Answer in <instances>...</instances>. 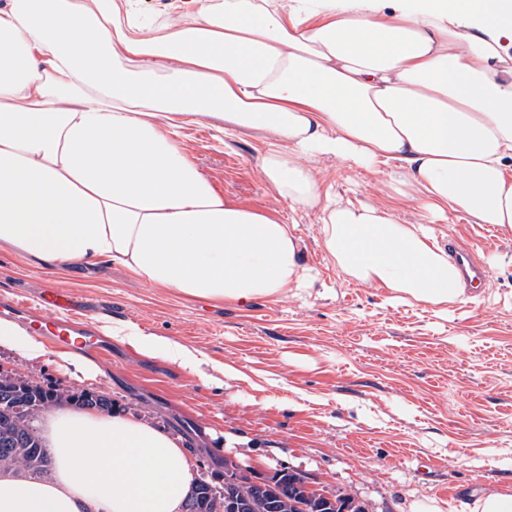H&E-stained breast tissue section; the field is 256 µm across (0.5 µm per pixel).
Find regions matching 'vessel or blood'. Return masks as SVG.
<instances>
[{"label":"vessel or blood","mask_w":512,"mask_h":512,"mask_svg":"<svg viewBox=\"0 0 512 512\" xmlns=\"http://www.w3.org/2000/svg\"><path fill=\"white\" fill-rule=\"evenodd\" d=\"M453 254L466 282L483 280V267L471 251L457 247ZM93 313L92 305L77 293L49 287L44 289L41 300L28 311L26 321L36 335L50 337L58 345H70L75 336L91 344L96 336Z\"/></svg>","instance_id":"vessel-or-blood-1"}]
</instances>
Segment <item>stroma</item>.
<instances>
[{
  "label": "stroma",
  "mask_w": 512,
  "mask_h": 512,
  "mask_svg": "<svg viewBox=\"0 0 512 512\" xmlns=\"http://www.w3.org/2000/svg\"><path fill=\"white\" fill-rule=\"evenodd\" d=\"M264 132L184 125L178 139L226 199L278 208L315 278L301 295L213 305L150 287L118 266L49 273L0 249V299L35 301L47 286L77 291L94 324L133 323L236 368L206 382L102 337L86 353L102 368L94 391L182 437L197 467L225 461L268 475L287 466L366 512H412L430 501L460 512L474 495H512V229L448 211L433 224L439 246L456 236L487 270L485 288L440 309L394 300L335 265L317 211L274 205L262 172ZM309 167L336 198L422 220L419 203L393 198L403 170L374 174L333 157ZM0 365L44 384L72 385L62 361L30 363L0 348Z\"/></svg>",
  "instance_id": "obj_1"
}]
</instances>
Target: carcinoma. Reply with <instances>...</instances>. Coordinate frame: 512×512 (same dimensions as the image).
Returning <instances> with one entry per match:
<instances>
[{
  "label": "carcinoma",
  "mask_w": 512,
  "mask_h": 512,
  "mask_svg": "<svg viewBox=\"0 0 512 512\" xmlns=\"http://www.w3.org/2000/svg\"><path fill=\"white\" fill-rule=\"evenodd\" d=\"M63 404L112 410V399L102 392L60 385L44 386L15 371H0V473H23L33 479L50 475L52 456L36 422L43 412ZM224 472L234 477L225 489L233 508L227 512H365L350 495L335 500L308 489L303 476L293 470H275L260 488L224 461Z\"/></svg>",
  "instance_id": "cac0c4a2"
}]
</instances>
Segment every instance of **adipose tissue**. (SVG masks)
I'll return each mask as SVG.
<instances>
[{"instance_id": "adipose-tissue-1", "label": "adipose tissue", "mask_w": 512, "mask_h": 512, "mask_svg": "<svg viewBox=\"0 0 512 512\" xmlns=\"http://www.w3.org/2000/svg\"><path fill=\"white\" fill-rule=\"evenodd\" d=\"M172 0L147 29L133 0H0V248L51 271L101 263L188 299L247 304L307 289L277 212L225 199L177 135L209 118L266 132L276 202L320 211L337 266L395 299L460 294L425 221L460 211L512 228V0ZM407 173L425 218L333 197L306 158ZM142 357L198 373L197 351L133 324ZM50 349L0 317V346ZM41 434L50 478L0 475V512H180L195 478L181 438L118 409L61 405Z\"/></svg>"}]
</instances>
